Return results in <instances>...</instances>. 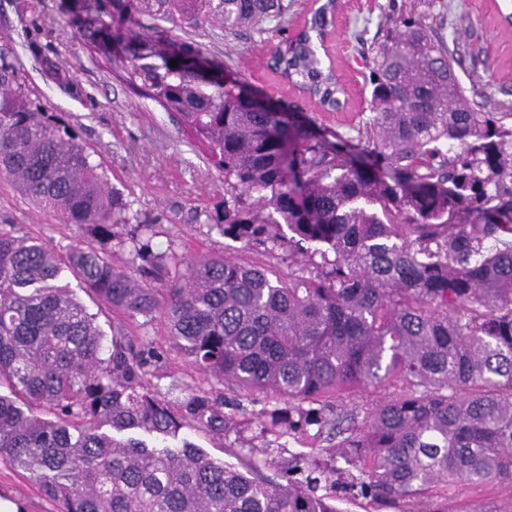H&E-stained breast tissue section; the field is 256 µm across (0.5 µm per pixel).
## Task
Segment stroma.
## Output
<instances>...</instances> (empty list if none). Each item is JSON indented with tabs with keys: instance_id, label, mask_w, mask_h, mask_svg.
I'll list each match as a JSON object with an SVG mask.
<instances>
[{
	"instance_id": "obj_1",
	"label": "stroma",
	"mask_w": 512,
	"mask_h": 512,
	"mask_svg": "<svg viewBox=\"0 0 512 512\" xmlns=\"http://www.w3.org/2000/svg\"><path fill=\"white\" fill-rule=\"evenodd\" d=\"M446 30L469 49L461 78L480 84L495 98L512 102V29L501 25L499 12L512 0H447ZM331 61L345 82L348 105L342 112H324L285 86L266 66L274 32L250 39L226 40L220 21L197 25L175 18L161 23L164 37L195 43L204 70L211 76L240 74L251 95L301 114L317 128L343 132L358 125L370 109L368 72L358 54L360 31L375 33L389 11V0H339ZM70 0H0V49L8 50L30 99L60 115L105 171L111 187L130 204L129 221L112 228V259L126 267L133 225H153L154 252L196 256L220 251L241 261L273 264L282 250L245 249L224 237L218 225L224 216V179L191 146L175 120L153 100L133 91L88 48L67 23ZM0 224H17L42 236L57 250L82 244L81 229L60 223L49 211L34 207L18 189L0 177ZM153 372L160 392L169 399L205 387L204 378L172 354H165ZM261 406L245 403L238 419L241 433L225 441L187 429L183 435L211 456L240 464L261 458L257 432ZM0 501L22 512H55L21 472L0 463Z\"/></svg>"
}]
</instances>
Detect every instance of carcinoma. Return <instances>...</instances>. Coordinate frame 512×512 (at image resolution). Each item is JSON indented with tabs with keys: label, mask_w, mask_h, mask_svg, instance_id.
<instances>
[{
	"label": "carcinoma",
	"mask_w": 512,
	"mask_h": 512,
	"mask_svg": "<svg viewBox=\"0 0 512 512\" xmlns=\"http://www.w3.org/2000/svg\"><path fill=\"white\" fill-rule=\"evenodd\" d=\"M271 47L273 72L332 110L342 94L324 65V12ZM68 24L124 81L176 117L224 173V236L288 247L284 275L219 253L150 249L130 238L135 278L112 264V226L128 223L101 166L55 113L33 104L0 50V176L34 206L84 230L66 252L0 224V463L58 512H341L337 494L376 512H512L448 502V488L512 491V104L464 86L465 53L392 7L362 58L371 107L356 135L324 132L245 100L177 59L190 43L136 26L149 15L224 21L242 36L276 23L285 0H84ZM129 324L164 325L165 348L212 381L172 401L149 367L156 343L105 334L70 288ZM379 385L391 397L334 410ZM269 406L259 437L305 447L285 482L189 442L151 448L112 432L177 437L234 430L224 389ZM337 439L331 448L322 436Z\"/></svg>",
	"instance_id": "carcinoma-1"
}]
</instances>
